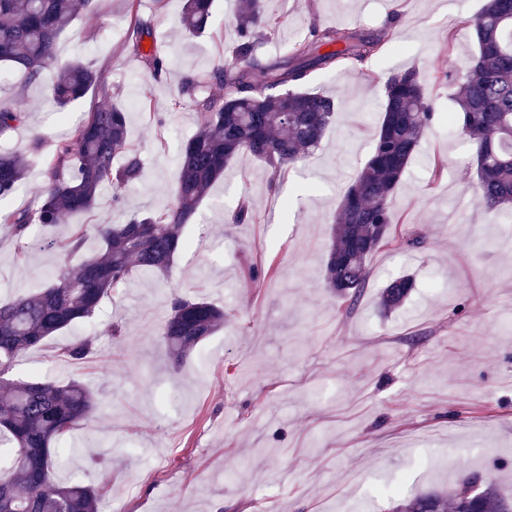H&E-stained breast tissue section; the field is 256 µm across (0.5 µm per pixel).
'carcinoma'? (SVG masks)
I'll list each match as a JSON object with an SVG mask.
<instances>
[{
	"label": "carcinoma",
	"instance_id": "obj_1",
	"mask_svg": "<svg viewBox=\"0 0 512 512\" xmlns=\"http://www.w3.org/2000/svg\"><path fill=\"white\" fill-rule=\"evenodd\" d=\"M93 0H0V63L24 70L28 81L53 74V94L63 108L91 88L102 104L89 112L65 138L52 144L46 162L47 185L35 203L1 211L0 226L15 238L19 258L29 248L33 224H68L76 213L93 211L100 190L112 187L119 209L124 186L141 177L143 163L129 144L126 111L112 102L105 73L82 62L63 63L60 37ZM213 0H184L183 29L193 36L206 30ZM281 21L266 13L263 0H238L233 61L218 58L183 81L171 109L191 102L197 131L178 161L172 199L118 224L76 226L48 243L66 256L83 253L71 273L42 288L0 302V448L9 449L0 467V512H98L103 491L55 478L60 456L55 445L95 411L96 401L82 384L7 378L17 356L90 318L103 298L125 287L133 271L165 273L182 245L185 224L196 215L213 183L239 154L249 153L271 169V179L304 160L331 125L333 97L302 90L318 70L363 69L381 53L385 40L345 29H312L313 40L296 41L279 59L260 51V35L272 34ZM477 54L452 78L458 107V132L475 150L477 203L484 211L512 215V0H485L475 19ZM150 22L134 16L127 46L154 81L168 70V58L142 49ZM321 46L331 50L319 53ZM384 86L383 120L372 155L348 184L333 219L334 236L325 262L326 287L355 303L367 278V261L392 236L391 198L424 136L439 120L416 68L376 76ZM217 86L220 93L208 89ZM25 120L20 109H0V198L24 180L28 160L4 145ZM230 220L248 224L253 204L243 196ZM101 240L98 252L83 251L89 232ZM414 281L399 277L380 292L383 312L400 307ZM224 325V309L203 299L175 295L159 330L174 367L205 337ZM94 350L81 338L62 354L79 363ZM512 512V498L489 483L480 498L464 505L458 491H430L401 500L392 512Z\"/></svg>",
	"mask_w": 512,
	"mask_h": 512
}]
</instances>
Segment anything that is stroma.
Returning <instances> with one entry per match:
<instances>
[{
    "mask_svg": "<svg viewBox=\"0 0 512 512\" xmlns=\"http://www.w3.org/2000/svg\"><path fill=\"white\" fill-rule=\"evenodd\" d=\"M485 0H264L281 26L262 50L284 54L312 28H357L385 36L365 68L318 70L306 91L334 96L325 138L297 167L271 177L243 153L211 188L186 246L168 273L133 274L89 320L22 352L10 379L78 381L94 394L92 418L64 442L61 478L104 485L100 512H388L392 500L452 491L480 472L512 495V222L475 202L470 145L448 124L429 130L391 206L396 231L419 237L370 257L355 304L330 293L323 262L346 183L366 164L383 117L379 74L416 68L428 76L438 111H454L448 74L476 53L473 21ZM181 0H138L169 72L154 82L125 45L129 0H96L58 44L62 60L105 70L128 113L130 143L143 172L124 192L122 211L104 189L83 224L145 213L170 199L194 108L170 111L183 78L232 56L236 0H217L210 30L181 29ZM52 80L0 79V105L23 107L12 147L32 131L53 141L99 102L95 92L67 107ZM166 113L165 125L150 112ZM447 171L433 180L432 163ZM250 224L228 223L242 196ZM63 226L33 225L25 259L0 229V299L29 292L74 270L79 260L44 248ZM265 275L249 281L250 265ZM410 275L405 304L382 313L385 283ZM223 307L226 319L172 373L159 328L173 295ZM121 327L105 334L108 324ZM95 340L75 364L61 354Z\"/></svg>",
    "mask_w": 512,
    "mask_h": 512,
    "instance_id": "35a3bbf8",
    "label": "stroma"
}]
</instances>
